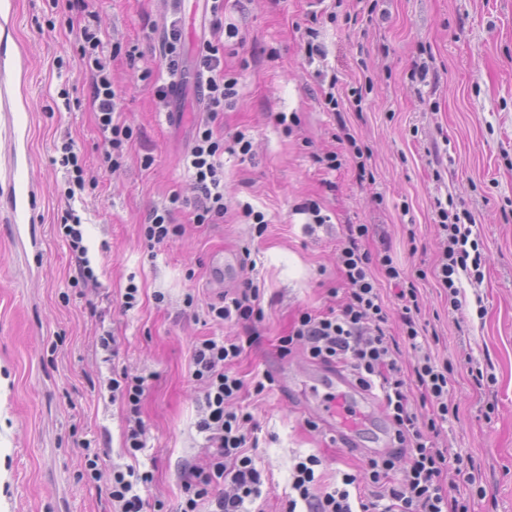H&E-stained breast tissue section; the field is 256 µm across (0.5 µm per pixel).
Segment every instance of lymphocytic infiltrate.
Listing matches in <instances>:
<instances>
[{"mask_svg": "<svg viewBox=\"0 0 512 512\" xmlns=\"http://www.w3.org/2000/svg\"><path fill=\"white\" fill-rule=\"evenodd\" d=\"M208 38L200 43L194 68L202 80L200 92L207 117L197 123L193 143L185 156L198 196L192 215L194 223L222 221L224 203L225 154L249 155L250 137L242 131L224 140L215 123L238 97V75L225 68L224 48L236 38L238 29L224 21V0H209ZM79 62L89 70L90 95L97 127L106 144L100 165L116 173L134 138L133 128L121 117L120 95L112 83L111 61L104 53L105 34L93 13H86L78 27ZM58 163L68 175L66 203L57 215L60 237L75 260L76 283L98 287L84 242L83 217L75 208L76 198L86 191L82 158L71 135H63ZM179 195H171L166 205L153 208L141 226L143 238L152 245L169 243L182 232L174 213L181 208ZM436 216L448 239L435 276L448 294V307L459 310L460 282L472 269L480 268L482 255L472 238L470 225L459 213L437 205ZM369 236L365 224L347 227V242L336 253V267L345 290L339 308L315 315L301 312L287 336L280 339L281 354L305 346L309 357L326 365L347 369L365 390L379 389L391 424L390 452L365 459L357 472L342 471L334 480H325L319 456L295 457L288 482L284 512H473L476 497L483 489L461 454H449L436 447L433 435L457 419L458 409L448 401V374L451 365L434 358L426 346L428 329L421 323L417 287L390 254H372L363 242ZM387 282L397 290L402 303V335H387L388 315L379 284ZM259 282L225 290L216 301L207 303L212 321L253 326L264 317ZM418 353L410 372L399 365L402 345ZM243 341L231 336H210L195 342L190 375L199 386L202 415L195 424L203 439L205 456L201 463L186 465L182 471L181 500L176 512H263L257 500L263 495L262 472L250 448L251 412L236 408L247 383L234 372L241 358ZM109 398L120 404L125 419L124 452L136 457L147 447L148 427L142 416L143 400L150 389L149 377L113 372L106 382ZM405 463V479L395 484L391 475L397 461ZM153 481L151 472L128 465L112 472L109 498L112 512H162V502L148 503L142 492ZM373 489L371 499H363L361 486Z\"/></svg>", "mask_w": 512, "mask_h": 512, "instance_id": "obj_1", "label": "lymphocytic infiltrate"}]
</instances>
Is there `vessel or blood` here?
Listing matches in <instances>:
<instances>
[{
	"label": "vessel or blood",
	"instance_id": "obj_1",
	"mask_svg": "<svg viewBox=\"0 0 512 512\" xmlns=\"http://www.w3.org/2000/svg\"><path fill=\"white\" fill-rule=\"evenodd\" d=\"M25 52L0 50V85L8 78L26 77ZM0 122L9 131L11 143L26 137L29 120L22 113L0 111ZM38 188L29 175L18 166H11L0 182V198L5 199L8 220L15 231L24 230L31 223V213L37 204ZM307 400L314 408L315 420L325 429L345 437L359 433L361 422L371 407L372 400L365 391L354 385L342 369L320 368L301 383Z\"/></svg>",
	"mask_w": 512,
	"mask_h": 512
}]
</instances>
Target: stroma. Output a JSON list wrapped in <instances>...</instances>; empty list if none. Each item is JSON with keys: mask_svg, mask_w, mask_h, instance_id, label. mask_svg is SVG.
Returning <instances> with one entry per match:
<instances>
[{"mask_svg": "<svg viewBox=\"0 0 512 512\" xmlns=\"http://www.w3.org/2000/svg\"><path fill=\"white\" fill-rule=\"evenodd\" d=\"M86 2L108 44L132 42L141 52L112 63L122 116L139 133L117 174L100 167L105 144L70 30L80 9L71 0H59L54 10L44 0H15L11 24L0 23V41L23 45L30 57L20 109L32 116L28 160L41 188L34 220L43 240L41 260L33 262L16 248L10 225L0 222V512H111L112 470L130 459L122 448L123 412L98 388L111 368L95 348L102 326L120 340V368L154 377L142 407L150 439L137 460L154 475L149 499L175 512L183 463L204 456L195 430L193 345L206 336L244 333L211 321L203 304L249 279L265 288L264 319L258 343L236 370L247 380L265 370L278 379L274 390L260 396L247 390L238 401L259 424L254 455L265 477L264 512H281L294 456L318 455L332 477L386 450L390 423L379 403L356 447L325 429L310 430L312 416L297 385L314 363L304 351L282 358L276 350L297 311L337 307L329 290L342 285L336 253L350 224L368 225L366 247L389 246L404 272L425 271L416 286L422 316L439 337L431 353L452 363L448 384L459 407L458 420L437 443L470 456L484 489L476 512H512V0H376L372 12L356 0L318 6L224 0V20L239 30L233 52L224 56L225 67L239 72V95L220 131L228 137L247 131L252 151L224 156L223 223L194 224L190 208H182L175 214L182 235L154 247L140 235L149 211L171 195L188 201L196 195L184 158L204 104L192 84L176 91L168 109L156 104L153 84L170 80L162 49L168 0ZM314 16L325 53L311 59L304 40ZM421 66L428 69L423 79L414 75ZM326 70L338 77V97L362 86L361 110L339 118L327 112L317 77ZM67 99L74 108H64ZM278 112L298 115L299 125L284 133L273 120ZM344 130L350 140L341 139ZM66 133L96 180L83 195L96 290L72 287L74 261L56 229L67 185L50 158ZM356 146L364 152V179L352 156ZM331 152L342 162L333 171L316 161ZM147 154L154 158L148 168L141 164ZM447 197L457 212L470 213L484 258L479 275L462 277V307L454 316L433 275L446 246L435 202ZM310 199L329 218L311 233L308 215L297 211ZM246 202L264 213L263 234L241 218ZM244 244L252 264L224 277L213 256L239 255ZM131 281L140 301L126 312L121 296ZM158 291L164 303L155 302ZM189 293L198 296V307L185 306ZM58 335L63 344L50 350ZM468 356L491 374L484 388L472 386L463 364ZM104 434L110 444L103 477L85 484L78 478V446Z\"/></svg>", "mask_w": 512, "mask_h": 512, "instance_id": "stroma-1", "label": "stroma"}]
</instances>
